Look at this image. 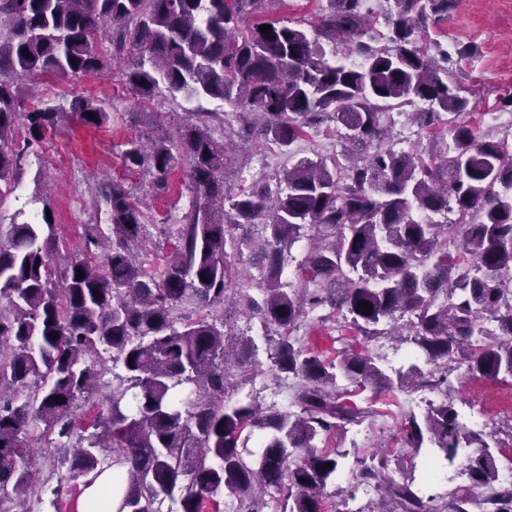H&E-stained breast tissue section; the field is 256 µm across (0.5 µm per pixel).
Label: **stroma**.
Here are the masks:
<instances>
[{"label":"stroma","instance_id":"stroma-1","mask_svg":"<svg viewBox=\"0 0 512 512\" xmlns=\"http://www.w3.org/2000/svg\"><path fill=\"white\" fill-rule=\"evenodd\" d=\"M439 39L450 48L467 42L477 47L475 56L462 63L458 73L470 105L469 111L461 114V121L478 126L482 134L493 139L507 138V131L497 126L492 114L502 111L503 99L512 96V0H460L456 11L441 24ZM123 69L124 62L117 56L107 61L100 74L78 80L47 74L29 84L20 100L22 111L48 105L63 114L57 126L45 133L60 145L61 157L44 166L35 165L33 156L24 157L14 176L19 191L0 205V212L9 215L32 198L43 199L56 224L54 264L62 267L71 259L84 258L99 265L104 258L102 250L87 248L86 240L91 235H109L110 226L108 212L105 206L96 205L95 196L112 181H121L141 201L146 238L138 250V260L147 272L157 274L177 241L181 218L192 200L188 165L180 163L169 178L168 189L158 192L145 171L126 168L122 151L127 139L159 125L176 134L188 116L187 104L164 93L149 102H139L124 83ZM76 93L104 100L109 122L98 128L83 125L69 110ZM239 126L231 113L214 126L216 137L225 138L229 144L224 189L230 198L261 178L282 174L299 159L327 155L342 145L341 130L330 120L317 130L307 131L286 154L265 142H241L235 135ZM98 367L100 378L94 393L80 401L75 411L84 427L106 408L107 398L123 374L108 352L101 353ZM450 379L455 387L453 405L460 417L482 422L485 431H496L501 443L497 464L507 468L512 463V435L507 432V423L512 420V378L490 381L465 376L458 369ZM419 397L416 391L387 400L372 398L367 391L353 394L355 403L371 408V416L346 432L324 439V446L355 448L363 455L383 451L393 466H407V451L399 445L401 428L406 413L421 411ZM33 486L29 512H74L73 504L83 494L82 479L70 478L49 446L33 469Z\"/></svg>","mask_w":512,"mask_h":512}]
</instances>
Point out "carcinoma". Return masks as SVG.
<instances>
[{
    "label": "carcinoma",
    "instance_id": "1",
    "mask_svg": "<svg viewBox=\"0 0 512 512\" xmlns=\"http://www.w3.org/2000/svg\"><path fill=\"white\" fill-rule=\"evenodd\" d=\"M283 2L0 0V29L8 30L0 36V205L16 190L24 153L16 127L25 124L28 146L63 116L52 107L17 111L20 78L97 73L105 67L97 43L107 38L114 53L136 57L125 77L137 98L164 88L196 104L178 131L193 198L159 275L136 263L142 211L118 181L96 196L112 230L102 270L77 259L52 265L55 224L44 209L36 221L18 209L0 238V490L31 495L32 444L54 435L75 443L69 473L85 478L83 487L108 466L122 471L115 512H162L167 499L177 512H220L226 494L236 512H266L270 488L278 512H326L347 453L316 441L368 414L347 394L425 389L443 399L420 418L407 415L404 447L426 451L441 468L462 467L470 485L438 503L414 476H391L382 454L360 462L355 486H375L379 512H512L496 434L461 423L449 397L452 363L486 380L512 377V150L455 121L468 99L430 34L458 0H390L379 39L367 0H329L309 30L262 15ZM338 44L359 63L338 61ZM203 100L254 117L236 131L244 141L286 150L330 119L345 130L343 149L298 160L226 208L227 144L212 133L219 113ZM417 100L428 109L411 117L429 146L396 150L383 111ZM70 111L87 126L108 120L100 101L75 97ZM123 159L159 192L179 164L160 129L128 140ZM448 211L454 222L433 220ZM258 222L259 236L235 235ZM301 240L298 282L286 288L288 256ZM243 246L259 263L250 291L236 287ZM234 299L261 320L262 335L228 332L211 314ZM186 303L209 314L178 328L174 312ZM320 310L318 319L340 332L334 341L344 342L343 330L365 342L393 336L412 345L407 363L384 367L347 345L331 359L305 348L293 333ZM404 317L406 334L395 327ZM482 317L495 328H480ZM102 350L122 365L127 386L112 390L89 432L73 408L100 376ZM261 350L267 374L296 381L287 410L242 393L263 371Z\"/></svg>",
    "mask_w": 512,
    "mask_h": 512
}]
</instances>
